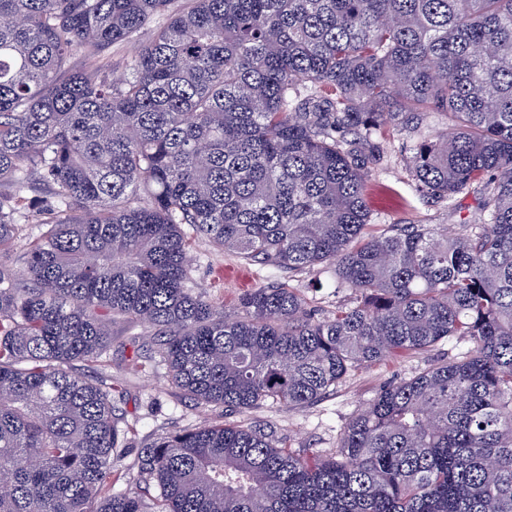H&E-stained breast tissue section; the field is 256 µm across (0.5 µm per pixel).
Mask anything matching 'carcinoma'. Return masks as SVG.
<instances>
[{"label":"carcinoma","mask_w":512,"mask_h":512,"mask_svg":"<svg viewBox=\"0 0 512 512\" xmlns=\"http://www.w3.org/2000/svg\"><path fill=\"white\" fill-rule=\"evenodd\" d=\"M175 2L0 0V512H512V0ZM78 48L101 63L74 68ZM429 110L454 132L416 138L415 191L478 184L479 222L369 237L382 130L413 136ZM31 212L43 228L8 263ZM193 235L290 272L333 263L355 297L318 318L259 287L228 317L187 285ZM117 316L227 411L473 348L385 386L331 457L259 427L166 433L136 456L146 501L112 491V377L74 368L107 358Z\"/></svg>","instance_id":"carcinoma-1"}]
</instances>
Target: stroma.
Instances as JSON below:
<instances>
[{"label": "stroma", "instance_id": "stroma-1", "mask_svg": "<svg viewBox=\"0 0 512 512\" xmlns=\"http://www.w3.org/2000/svg\"><path fill=\"white\" fill-rule=\"evenodd\" d=\"M412 138L387 129L382 141L383 158L365 187L369 211L367 229L381 233L393 224L444 225L460 232V223L479 214L476 191L459 194L454 203H429L414 191L410 168ZM191 285L204 293L225 314L237 312L239 296L261 286H285L297 289L309 307L319 316H332L339 304L347 302L352 289L340 286L336 267L323 263L300 273L276 269L258 262L241 261L234 254L219 252L204 240H192L189 253ZM469 343L455 339L439 349L414 357L383 361L353 372L336 390L304 408L263 405L244 413H228L196 404L183 396L167 379L164 370L139 369L151 348L145 326L123 318L112 323V351L101 367L86 368L88 377L110 374L117 386L112 404L127 428L128 449L117 467L123 481L116 490H124L127 479L135 478L137 450L162 434L196 427L203 422L237 423L261 426L274 432L281 444L297 452L334 453L340 432L351 417L368 407L387 385L411 378L430 365L459 357Z\"/></svg>", "mask_w": 512, "mask_h": 512}]
</instances>
